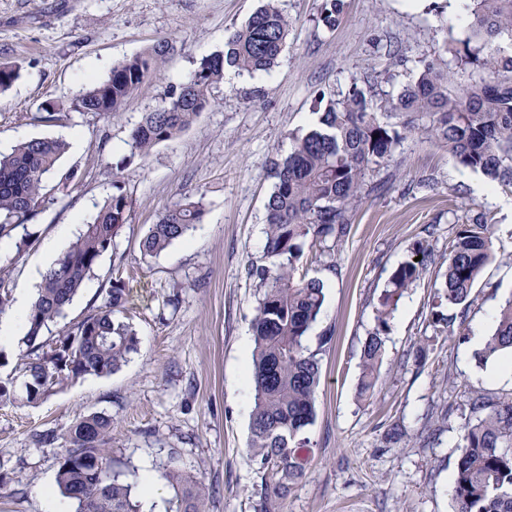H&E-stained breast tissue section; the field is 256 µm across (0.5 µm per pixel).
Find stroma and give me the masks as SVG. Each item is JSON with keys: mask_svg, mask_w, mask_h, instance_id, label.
<instances>
[{"mask_svg": "<svg viewBox=\"0 0 512 512\" xmlns=\"http://www.w3.org/2000/svg\"><path fill=\"white\" fill-rule=\"evenodd\" d=\"M265 0H0V62L20 76L0 94V151L35 137L70 147L60 169L81 180L68 195L49 191L32 221L36 239L11 265L15 288H35L49 266V242L67 248L64 231L88 221L114 188L131 208L113 252L51 325L56 337L103 302L110 281L129 292L126 316L138 350L111 375H87L35 403L23 393L0 403V512H50L49 489L64 440L40 447L34 433L57 432L80 416L110 414L114 468L133 492L152 473L159 500L151 512H174L166 478L170 458L196 479L205 512H254L260 479L248 454L252 391L242 382L250 358L256 282L248 274L265 242L270 161L310 131L317 97H333L376 72L397 94L423 62L444 47L463 49L464 13L450 0H345L334 28L321 22L324 0H279L289 20L286 46L270 71L234 72L210 105L177 138L144 159L131 156V129L186 82L199 60L223 49ZM176 49L161 57L123 110L104 119L79 112L47 123L42 105H70L114 62L158 40ZM386 189L355 209L345 241L304 244L301 263L324 283L325 301L305 343L321 352L313 456L282 512H455L452 480L466 422L464 391L512 392V375L477 351L499 307L512 299V192L479 193L485 178L450 160L418 134L407 135L387 167ZM204 197L199 224L167 250L142 257L139 242L160 212L184 194ZM492 217L495 261L476 286L464 335H435L429 325L435 282L448 243L479 212ZM426 248L431 262L404 292L384 333L379 385L359 390L361 349L377 326L376 310L392 272ZM425 360H415L417 347ZM404 436L392 439L393 427Z\"/></svg>", "mask_w": 512, "mask_h": 512, "instance_id": "obj_1", "label": "stroma"}]
</instances>
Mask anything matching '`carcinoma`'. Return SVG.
<instances>
[{
    "instance_id": "1",
    "label": "carcinoma",
    "mask_w": 512,
    "mask_h": 512,
    "mask_svg": "<svg viewBox=\"0 0 512 512\" xmlns=\"http://www.w3.org/2000/svg\"><path fill=\"white\" fill-rule=\"evenodd\" d=\"M344 0H329L321 17L332 28ZM469 37L457 58L463 67L487 73L479 82L460 83L439 57L423 63L416 80L395 96L381 97L371 82L353 86L327 101L319 126L294 139L287 155L273 161L274 187L265 204V244L260 261L248 274L257 280L258 297L251 319L252 399L249 454L260 477L258 512H281V502L306 473L312 453L308 427L316 417L321 379L320 351L305 345L306 335L324 302V285L298 273L306 240L337 244L350 232L354 208L372 193L374 175L387 167L408 133H421L446 148L457 165L482 174L494 186L512 188V0H467ZM289 21L276 0H266L244 23L227 33L224 48L204 56L191 78L170 87L162 105L143 114L129 134L131 156L146 158L153 148L187 130L210 104L212 88L224 70H269L282 53ZM175 50L161 40L139 55L112 65L91 81L70 109L110 118L121 111L148 77L156 60ZM20 77L15 64L0 62V92ZM386 112L395 122L383 121ZM378 138H373V135ZM67 150L62 138H34L0 153V242L14 241L15 255L32 244L27 223L45 203L46 179L64 192L77 171L59 168ZM130 210L121 187L79 228L70 244L43 275L26 320L20 358L26 399L36 402L68 380L119 371L137 351L133 326L116 318L125 308V282L114 279L102 305L61 336L42 339L50 324L86 280L101 257L114 249ZM203 196L187 195L162 211L139 243L143 256H157L201 222ZM493 225L485 216L461 224L448 252L444 281L436 304L459 309L461 317L475 303L474 288L494 259ZM406 261L392 273L377 309V328L361 350L360 395L374 393L384 353L383 333L403 293L420 277L429 253ZM12 306L9 267L0 266V315ZM481 362H512V300L503 305L493 333L476 353ZM473 419L463 427L452 485L455 512H512V395L491 399L471 391L465 399ZM67 447L58 459L55 482L60 494L75 502L76 512H141L131 488L112 467V416L93 412L65 432ZM167 478L179 495L178 512H204L193 490V477L171 470Z\"/></svg>"
}]
</instances>
